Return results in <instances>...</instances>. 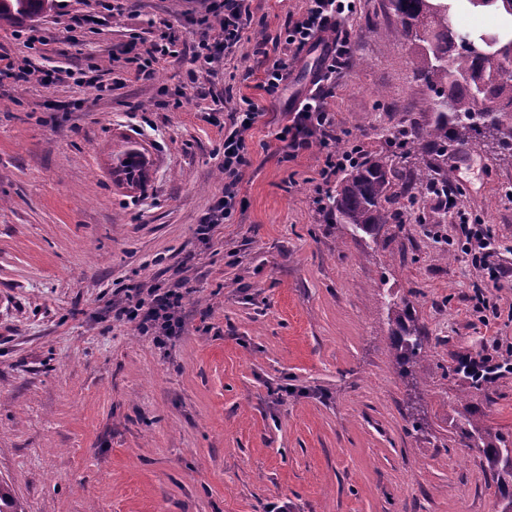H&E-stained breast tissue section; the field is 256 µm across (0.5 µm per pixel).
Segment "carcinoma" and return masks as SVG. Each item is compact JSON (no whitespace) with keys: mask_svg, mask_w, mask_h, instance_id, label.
Returning <instances> with one entry per match:
<instances>
[{"mask_svg":"<svg viewBox=\"0 0 512 512\" xmlns=\"http://www.w3.org/2000/svg\"><path fill=\"white\" fill-rule=\"evenodd\" d=\"M457 0H388L397 18L392 27L376 32L407 43L412 54L413 79L426 89L421 111L429 122L411 131H397L390 142L399 150L400 165H386L369 156L349 163V169L328 196L327 211L338 224L352 232L376 235L399 213L392 209L397 195L394 181L409 175L411 189L435 202L437 219L448 213V143L474 151L488 140L504 151H512V0H463L475 9L493 10L503 19L496 29L462 34L452 25L450 15ZM54 0H0V26L49 13ZM491 100L499 112L492 118L476 111L477 94ZM420 224V218L407 215L400 220ZM393 326L391 347L404 362L420 358L425 350V333L401 299L389 304ZM485 458L492 479L501 488V512H512V467L501 460L509 443L482 432L466 420L461 431ZM0 512H25L9 487L0 483Z\"/></svg>","mask_w":512,"mask_h":512,"instance_id":"obj_1","label":"carcinoma"}]
</instances>
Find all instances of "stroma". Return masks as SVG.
Listing matches in <instances>:
<instances>
[{"label": "stroma", "mask_w": 512, "mask_h": 512, "mask_svg": "<svg viewBox=\"0 0 512 512\" xmlns=\"http://www.w3.org/2000/svg\"><path fill=\"white\" fill-rule=\"evenodd\" d=\"M0 27V54L50 86L0 84V482L26 512H497L465 417L512 440V277L487 285L459 222L512 270V154L448 150L460 211L444 224L354 235L313 202L324 152L286 158L276 135L318 51L278 50L288 81L259 89L263 58L307 0H252L232 55L193 59L198 0H124L93 29L94 0ZM348 58L326 99L343 152L391 160L390 132L423 124L407 46L377 36L387 0H357ZM173 26L178 53L152 78L116 59ZM48 44L29 54L17 29ZM112 83L83 84L90 71ZM262 116L247 139L241 200L212 245L195 228L224 194L223 106ZM136 156L146 182L128 178ZM183 283L187 333L156 345L109 308L127 287ZM405 297L427 335L398 364L386 301ZM493 357L475 381L469 359Z\"/></svg>", "instance_id": "35a3bbf8"}]
</instances>
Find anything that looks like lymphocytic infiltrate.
<instances>
[{
	"label": "lymphocytic infiltrate",
	"instance_id": "1",
	"mask_svg": "<svg viewBox=\"0 0 512 512\" xmlns=\"http://www.w3.org/2000/svg\"><path fill=\"white\" fill-rule=\"evenodd\" d=\"M250 2L205 0V13L199 20L202 35L197 43L196 61L209 66L235 51L252 18ZM355 9V0H308L305 11L286 23L284 47L293 54L302 53L322 41L328 31L337 30ZM345 54L342 44L335 42L328 46L314 90L291 107L288 122L277 135L292 156L309 149L312 141H320L327 150L319 172L325 186L346 166L345 155L331 149L339 137L338 127L334 113L326 108V96L322 92L323 86L335 85L336 65ZM259 118V108L252 103L224 115V195L201 216L196 227L201 240H209L214 228L229 221L236 210L242 172L251 164L246 136ZM183 298V292L176 286L137 288L128 294L125 306L116 308L115 314L134 323L142 334L156 339L170 338L184 331L180 314Z\"/></svg>",
	"mask_w": 512,
	"mask_h": 512
}]
</instances>
